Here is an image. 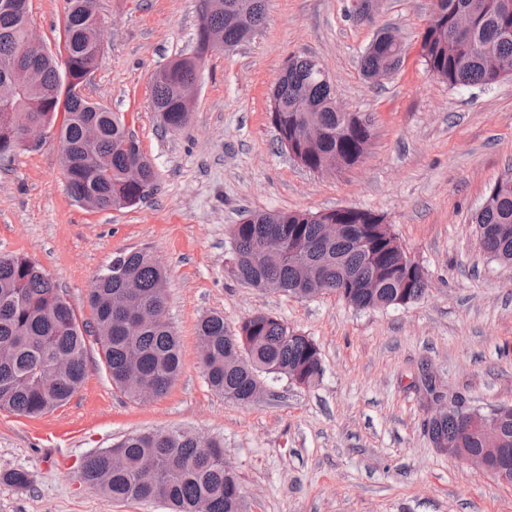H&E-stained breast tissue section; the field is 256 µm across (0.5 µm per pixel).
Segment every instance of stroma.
<instances>
[{"instance_id":"stroma-1","label":"stroma","mask_w":512,"mask_h":512,"mask_svg":"<svg viewBox=\"0 0 512 512\" xmlns=\"http://www.w3.org/2000/svg\"><path fill=\"white\" fill-rule=\"evenodd\" d=\"M63 3L29 4L32 30L53 52ZM371 5L357 20L350 0H267L254 36L207 57L188 123L167 133L152 80L193 52L198 0H98L104 54L83 94L124 114L157 189L128 208L79 206L51 125L39 145L0 159V253L39 264L88 321L96 276L117 252L149 249L167 270V318L183 368L166 395L135 402L113 386L92 341L86 377L65 405L38 418L0 410V512H169L160 501L110 500L80 477L88 454L168 428L223 440L244 512H512V486L433 447L423 386L430 374L471 408L512 404V265L487 255L471 222L512 171V77L449 88L418 51L434 0ZM386 27L408 54L398 73L373 84L358 60ZM293 54L318 60L343 108L370 119L360 162L321 175L278 150L270 92ZM351 206L382 216L424 267V297L356 310L333 295L300 299L228 275L229 227L244 212ZM256 312L316 343L318 385L267 377L245 406L211 389L199 364V320L220 313L234 326ZM77 419L81 432L59 447L40 439L46 426ZM14 469L28 472L27 487L4 481Z\"/></svg>"}]
</instances>
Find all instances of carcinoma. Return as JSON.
<instances>
[{"mask_svg": "<svg viewBox=\"0 0 512 512\" xmlns=\"http://www.w3.org/2000/svg\"><path fill=\"white\" fill-rule=\"evenodd\" d=\"M208 0H199L198 14L204 27L196 28L194 57L177 58L159 70L152 80L151 99L162 127L175 133L188 122L192 107L181 86L198 78L204 59L213 52L207 31L224 35V43L237 46L246 33L262 26L266 0H222L220 11L209 12ZM444 22L466 16L470 29L464 49L452 34L437 32L424 57L427 68L450 88L491 86L497 80L484 61L496 56L512 68V7L504 0H437ZM64 62L40 55L29 47L24 27L29 16L18 9L0 8V76L17 58L37 57L39 83L15 100H24L22 111L0 102V156L16 149L20 130L28 122L47 126L63 115L61 149L69 162L66 171L69 194L90 210L121 209L139 204L156 189V171L143 152L129 153L122 145L132 134L123 114L81 94H65L56 107L47 106L51 92L63 90L66 78L81 85L98 67L103 49L92 43L94 26L102 24L97 0H65ZM403 62L389 42L369 46L360 59L365 78ZM319 63L308 56L288 59L274 87L277 107L272 121L288 140L309 124L327 132L321 150L305 151L303 164L319 165L328 157L349 159L361 151V130L338 135L348 123L340 111L329 81L314 74ZM97 129L89 143L85 128ZM140 168L141 179L127 176L129 167ZM309 212L288 210L249 211L229 230L233 266L229 275L252 288L267 286L301 298L306 288L302 268L314 273L321 293L332 294L355 309L395 308V300L412 304L426 292L427 273L416 272L406 283L397 273L408 262L399 245H391L378 233L366 248L358 242L379 216L353 207L331 218L350 225V231L325 240L320 221ZM472 223L483 249L491 258L512 264V186L494 187ZM284 236V249L275 255L259 252L266 236ZM166 270L147 249L121 252L98 275L89 294L93 321H78L70 304L43 269L25 256L0 254V409L37 417L66 404L83 383L87 370L88 338H94L112 385L138 401L142 388L152 384L164 396L183 367L180 341L164 309ZM137 284V296L129 301L125 285ZM199 360L209 385L225 399L248 404L256 381L264 375L276 378L298 373L300 382L317 385L323 376L319 348L280 319L258 312L242 319L235 329L224 316L212 314L197 327ZM463 423L448 414L432 429L430 437L446 440L462 436L470 452L484 447L483 438L462 435ZM81 477L101 494L117 502L160 499L172 512H241L242 485L236 471L224 460V445L216 440L201 444L195 435L168 429L136 433L110 448L87 455Z\"/></svg>", "mask_w": 512, "mask_h": 512, "instance_id": "carcinoma-1", "label": "carcinoma"}]
</instances>
